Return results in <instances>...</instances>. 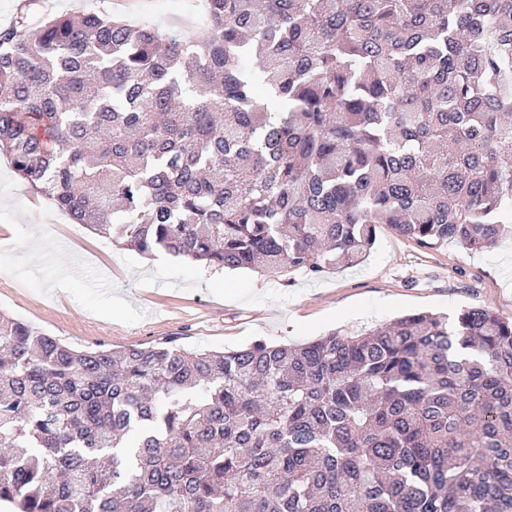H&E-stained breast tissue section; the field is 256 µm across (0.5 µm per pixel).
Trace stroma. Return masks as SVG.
<instances>
[{
    "label": "stroma",
    "instance_id": "35a3bbf8",
    "mask_svg": "<svg viewBox=\"0 0 512 512\" xmlns=\"http://www.w3.org/2000/svg\"><path fill=\"white\" fill-rule=\"evenodd\" d=\"M45 17L100 9L163 30L200 32L195 0H0V27L19 10ZM480 306L512 317V236L486 252L429 250L382 229L355 266L288 278L147 257L59 217L0 154V312L76 349L151 346L232 350L299 344L332 330L382 326L414 312Z\"/></svg>",
    "mask_w": 512,
    "mask_h": 512
}]
</instances>
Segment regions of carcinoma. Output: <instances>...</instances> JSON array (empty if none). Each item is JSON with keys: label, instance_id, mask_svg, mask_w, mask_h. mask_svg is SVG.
I'll use <instances>...</instances> for the list:
<instances>
[{"label": "carcinoma", "instance_id": "cac0c4a2", "mask_svg": "<svg viewBox=\"0 0 512 512\" xmlns=\"http://www.w3.org/2000/svg\"><path fill=\"white\" fill-rule=\"evenodd\" d=\"M0 30V152L72 220L268 276L512 224V0H200ZM18 512H512V318L75 350L0 312Z\"/></svg>", "mask_w": 512, "mask_h": 512}]
</instances>
